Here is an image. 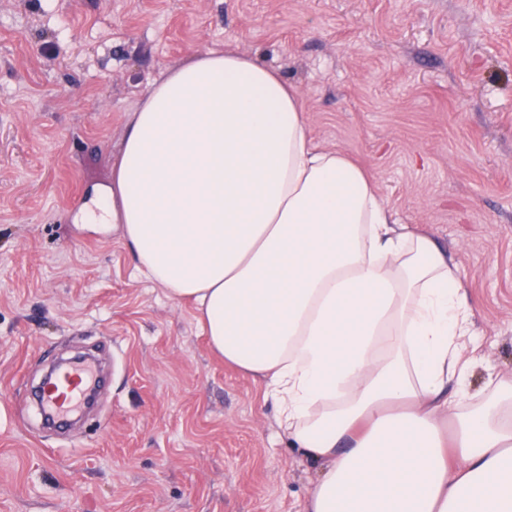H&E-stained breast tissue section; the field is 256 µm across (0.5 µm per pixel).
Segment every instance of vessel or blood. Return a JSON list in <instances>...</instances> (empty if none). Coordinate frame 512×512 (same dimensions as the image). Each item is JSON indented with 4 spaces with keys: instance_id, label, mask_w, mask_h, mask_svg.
Returning a JSON list of instances; mask_svg holds the SVG:
<instances>
[{
    "instance_id": "1",
    "label": "vessel or blood",
    "mask_w": 512,
    "mask_h": 512,
    "mask_svg": "<svg viewBox=\"0 0 512 512\" xmlns=\"http://www.w3.org/2000/svg\"><path fill=\"white\" fill-rule=\"evenodd\" d=\"M99 383V369L93 361L78 360L63 365L49 381L40 385L36 394L40 411L50 423L62 425L81 411Z\"/></svg>"
}]
</instances>
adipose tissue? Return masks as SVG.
Instances as JSON below:
<instances>
[{
    "instance_id": "ef3b65f1",
    "label": "adipose tissue",
    "mask_w": 512,
    "mask_h": 512,
    "mask_svg": "<svg viewBox=\"0 0 512 512\" xmlns=\"http://www.w3.org/2000/svg\"><path fill=\"white\" fill-rule=\"evenodd\" d=\"M76 220L118 227L136 270L262 385L321 470L304 512H512V380L474 402L457 266L313 143L274 70L210 50L160 73Z\"/></svg>"
}]
</instances>
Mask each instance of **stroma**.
Listing matches in <instances>:
<instances>
[{"instance_id": "35a3bbf8", "label": "stroma", "mask_w": 512, "mask_h": 512, "mask_svg": "<svg viewBox=\"0 0 512 512\" xmlns=\"http://www.w3.org/2000/svg\"><path fill=\"white\" fill-rule=\"evenodd\" d=\"M229 46L455 259L471 393L512 377V0H0V512H302L317 472L260 385L118 231L74 220L152 80ZM94 346L97 410L41 429L31 389Z\"/></svg>"}]
</instances>
